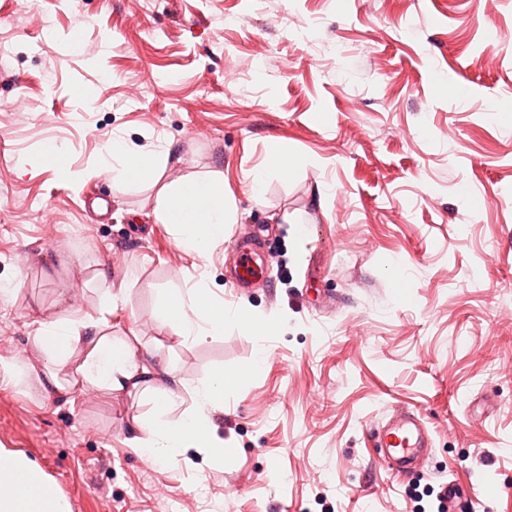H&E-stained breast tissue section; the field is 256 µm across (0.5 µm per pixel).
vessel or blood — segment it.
Segmentation results:
<instances>
[{"mask_svg":"<svg viewBox=\"0 0 512 512\" xmlns=\"http://www.w3.org/2000/svg\"><path fill=\"white\" fill-rule=\"evenodd\" d=\"M266 271L259 247L252 242L240 243L236 269L239 286L248 287L250 283L263 278ZM430 445V436L418 415L403 407L393 410L381 434L385 460L395 462L404 470Z\"/></svg>","mask_w":512,"mask_h":512,"instance_id":"obj_1","label":"vessel or blood"}]
</instances>
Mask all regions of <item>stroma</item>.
I'll use <instances>...</instances> for the list:
<instances>
[{"label":"stroma","instance_id":"35a3bbf8","mask_svg":"<svg viewBox=\"0 0 512 512\" xmlns=\"http://www.w3.org/2000/svg\"><path fill=\"white\" fill-rule=\"evenodd\" d=\"M35 3L47 31L0 0V288L14 291L0 359L39 364L32 311L62 316L72 299L99 316L102 264L126 285L114 336L189 384L242 379L204 411L220 459L131 448L151 412L141 391L69 404L34 377L0 384V446L69 512H449L435 491L452 480L483 512H512V42L496 39L512 0ZM116 136L144 154L176 140L170 167L222 172L227 233L265 232L268 279L238 287L230 250L185 254L149 216L154 189L100 175ZM276 141L292 151L285 174L269 167ZM51 144L60 165L20 171ZM183 280L276 329L173 346L156 296ZM398 406L433 439L407 476L381 466L374 437Z\"/></svg>","mask_w":512,"mask_h":512}]
</instances>
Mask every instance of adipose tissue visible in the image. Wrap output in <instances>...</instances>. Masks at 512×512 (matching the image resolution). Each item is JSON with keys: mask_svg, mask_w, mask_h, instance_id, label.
Returning a JSON list of instances; mask_svg holds the SVG:
<instances>
[{"mask_svg": "<svg viewBox=\"0 0 512 512\" xmlns=\"http://www.w3.org/2000/svg\"><path fill=\"white\" fill-rule=\"evenodd\" d=\"M173 150V143L168 142L154 157L146 158L123 139L115 138L107 147L103 171L111 175L117 187L131 183L158 186L154 220L168 226L176 245L186 254L206 258L223 245L224 227L236 223V213L224 193L221 172L165 179ZM160 303L161 327L181 345L223 335L229 323L259 341L270 331L266 317L245 316L223 307L202 284L168 288ZM34 323V341L45 357L42 371H35L26 360L0 364V381L16 386L34 372L44 389L66 398L78 392L83 383L111 393L140 388L150 397L153 413L136 421L132 447L158 460L175 459L193 450L223 454L224 442L204 415L180 412L183 379L164 361L141 354L136 343L114 340L106 317L93 318L71 310L53 320L35 318ZM61 364L72 367L75 383H62L57 370ZM27 472L32 473L25 459L0 448V512H20L24 507L29 512H67L52 482L38 473H32L31 481L22 482Z\"/></svg>", "mask_w": 512, "mask_h": 512, "instance_id": "obj_1", "label": "adipose tissue"}]
</instances>
